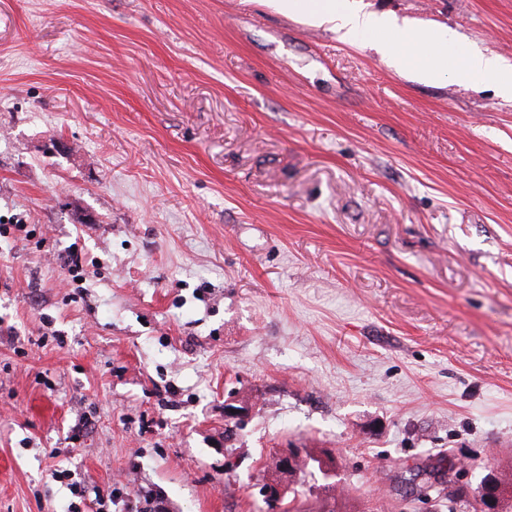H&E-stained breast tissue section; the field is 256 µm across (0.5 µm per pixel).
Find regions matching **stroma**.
Instances as JSON below:
<instances>
[{
	"label": "stroma",
	"instance_id": "35a3bbf8",
	"mask_svg": "<svg viewBox=\"0 0 512 512\" xmlns=\"http://www.w3.org/2000/svg\"><path fill=\"white\" fill-rule=\"evenodd\" d=\"M354 4L447 74L262 0H0V512H270L280 448L336 465L291 512H473L416 489L512 466V100L458 65L512 0ZM108 501L111 505H119L121 502L124 510L118 512H143V503L151 504V512H166L167 507L163 505L164 500L161 497L154 496L150 491L138 488L131 490L127 485L123 486L122 490L115 491L111 489L108 492Z\"/></svg>",
	"mask_w": 512,
	"mask_h": 512
}]
</instances>
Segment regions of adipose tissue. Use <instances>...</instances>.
Here are the masks:
<instances>
[{"label":"adipose tissue","mask_w":512,"mask_h":512,"mask_svg":"<svg viewBox=\"0 0 512 512\" xmlns=\"http://www.w3.org/2000/svg\"><path fill=\"white\" fill-rule=\"evenodd\" d=\"M276 13L293 16L316 26H330L340 32L345 40L354 39L366 32L381 36L382 47L393 61L401 56L395 45L396 39L406 38L415 49L424 54L423 62L416 72L426 81H432L448 70V40L445 31H405L392 18L360 13L350 9L348 0H264ZM460 67L475 79L494 78L499 82L500 91L512 98V78L507 77V65L497 55L479 49L471 50L462 57Z\"/></svg>","instance_id":"ef3b65f1"}]
</instances>
